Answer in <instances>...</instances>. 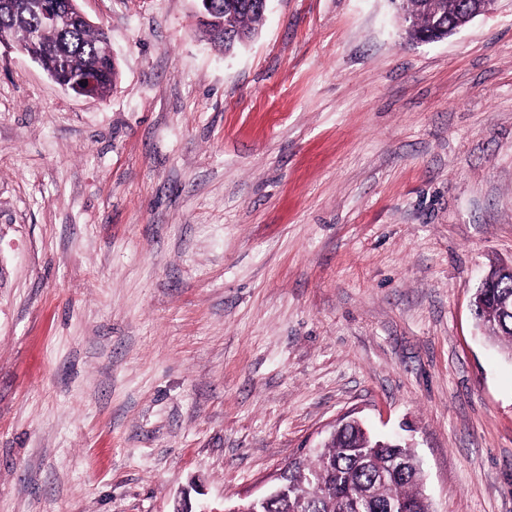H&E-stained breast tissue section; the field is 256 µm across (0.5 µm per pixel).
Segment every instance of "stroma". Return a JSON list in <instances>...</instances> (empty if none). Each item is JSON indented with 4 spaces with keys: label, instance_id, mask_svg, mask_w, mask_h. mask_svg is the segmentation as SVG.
<instances>
[{
    "label": "stroma",
    "instance_id": "stroma-1",
    "mask_svg": "<svg viewBox=\"0 0 512 512\" xmlns=\"http://www.w3.org/2000/svg\"><path fill=\"white\" fill-rule=\"evenodd\" d=\"M120 79L0 50V512H222L334 422L402 433L432 512H512V0L413 42L389 0H81ZM199 4V14L202 23L209 28H212L216 34L224 39L225 52H233L242 44L250 40L257 32V26L262 20L260 13L256 12L249 5L253 1H258V7L261 12L267 11L269 0H224V5L227 9H233L235 15L233 17L231 26L233 34L225 33L224 36V6H221L218 0H196ZM223 8V9H222ZM205 27L209 39L217 43L211 29ZM489 298L478 320L487 337L499 342L512 359V274L497 275L487 288Z\"/></svg>",
    "mask_w": 512,
    "mask_h": 512
}]
</instances>
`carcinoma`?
Segmentation results:
<instances>
[{"instance_id":"carcinoma-1","label":"carcinoma","mask_w":512,"mask_h":512,"mask_svg":"<svg viewBox=\"0 0 512 512\" xmlns=\"http://www.w3.org/2000/svg\"><path fill=\"white\" fill-rule=\"evenodd\" d=\"M251 0H224L234 11L233 34H225L224 49L232 52L250 40L262 20L250 8ZM431 9L440 15L435 22L423 20L419 29L408 32L411 39L421 34L448 37V14L452 0H433L417 5L403 0L404 10ZM0 30L10 40L39 55L59 60L72 75L96 74L100 98L115 83L117 70L100 52L105 31L73 22L66 29H45L40 13L17 0L10 10H0ZM489 298L478 320L487 337L499 342L512 359V274L496 276ZM421 468L417 457L406 447L389 441L380 444L364 426L351 424L331 436L323 448L301 455L288 463L283 492L275 500L258 507L259 512H429L421 491Z\"/></svg>"}]
</instances>
